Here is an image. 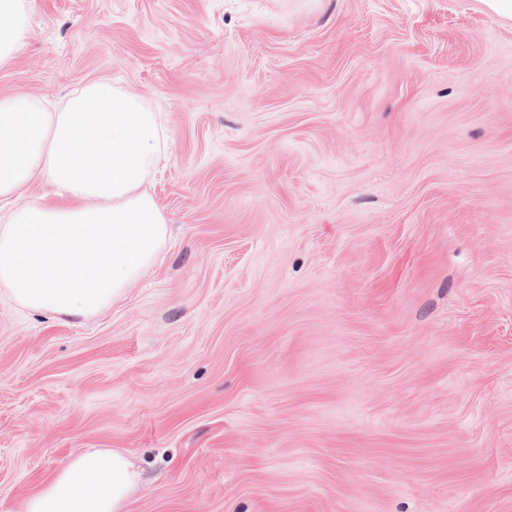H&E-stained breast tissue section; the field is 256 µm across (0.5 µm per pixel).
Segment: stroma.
Listing matches in <instances>:
<instances>
[{
    "instance_id": "1",
    "label": "stroma",
    "mask_w": 512,
    "mask_h": 512,
    "mask_svg": "<svg viewBox=\"0 0 512 512\" xmlns=\"http://www.w3.org/2000/svg\"><path fill=\"white\" fill-rule=\"evenodd\" d=\"M167 137L158 260L86 321L0 285V512H512V21L481 0H35L0 99ZM139 472L120 452H80L62 465L20 512H124Z\"/></svg>"
}]
</instances>
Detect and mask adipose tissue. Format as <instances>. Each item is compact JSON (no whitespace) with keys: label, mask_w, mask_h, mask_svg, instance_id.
I'll return each instance as SVG.
<instances>
[{"label":"adipose tissue","mask_w":512,"mask_h":512,"mask_svg":"<svg viewBox=\"0 0 512 512\" xmlns=\"http://www.w3.org/2000/svg\"><path fill=\"white\" fill-rule=\"evenodd\" d=\"M33 0H0V66L22 43ZM0 198L20 197L41 176L63 207L25 203L0 227V284L17 304L61 320L108 308L154 263L166 218L142 185L164 156L166 137L138 97L101 79L77 90L63 111L30 98L0 100ZM140 480L120 452L75 454L20 512H124Z\"/></svg>","instance_id":"adipose-tissue-1"}]
</instances>
